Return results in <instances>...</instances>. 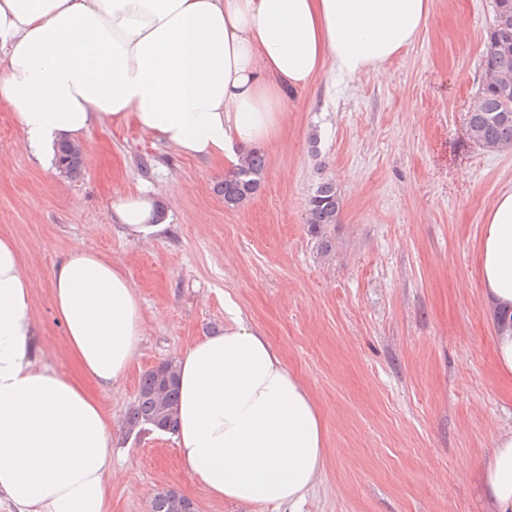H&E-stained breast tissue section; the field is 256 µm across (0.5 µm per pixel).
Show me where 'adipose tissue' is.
Returning <instances> with one entry per match:
<instances>
[{
  "label": "adipose tissue",
  "mask_w": 512,
  "mask_h": 512,
  "mask_svg": "<svg viewBox=\"0 0 512 512\" xmlns=\"http://www.w3.org/2000/svg\"><path fill=\"white\" fill-rule=\"evenodd\" d=\"M431 0H0V101L32 154L135 123L191 157L239 162L280 128L288 93L322 71L379 72L426 27ZM112 221L144 237L166 220L153 195L113 198ZM484 297L512 374V192L486 216ZM50 300L69 352L119 390L143 336L127 277L70 251ZM226 317L176 360L183 465L215 501L300 512L326 453L317 403L265 334ZM32 285L0 237V496L16 512H108L112 420L68 377L39 366ZM493 512H512V428L483 464Z\"/></svg>",
  "instance_id": "ef3b65f1"
}]
</instances>
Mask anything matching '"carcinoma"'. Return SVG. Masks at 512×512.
<instances>
[{
  "label": "carcinoma",
  "instance_id": "1",
  "mask_svg": "<svg viewBox=\"0 0 512 512\" xmlns=\"http://www.w3.org/2000/svg\"><path fill=\"white\" fill-rule=\"evenodd\" d=\"M512 90V0H496L493 28L489 35L484 75L480 93L467 112V131L479 147L490 152L512 150V112L505 111V90ZM58 167L77 175L83 167L79 147L60 144L56 147ZM265 167L263 154L249 152L240 164L224 175L216 191L224 204L237 207L254 196L260 188ZM340 197L335 184L321 183L309 197L305 223L317 234L327 224L336 223ZM177 393L174 363L167 361L145 372L140 380L137 402L128 416L132 428L154 425L159 431H175ZM182 495L173 489L157 492L151 512H194L178 509Z\"/></svg>",
  "mask_w": 512,
  "mask_h": 512
}]
</instances>
